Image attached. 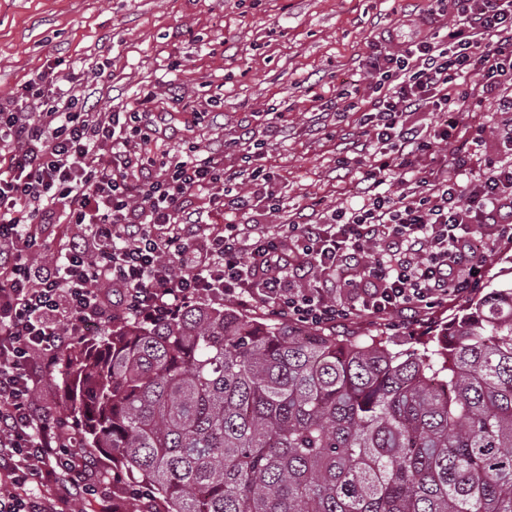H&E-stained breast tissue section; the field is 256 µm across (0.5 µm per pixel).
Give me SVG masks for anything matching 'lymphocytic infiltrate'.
<instances>
[{
    "mask_svg": "<svg viewBox=\"0 0 512 512\" xmlns=\"http://www.w3.org/2000/svg\"><path fill=\"white\" fill-rule=\"evenodd\" d=\"M408 27L410 38L384 36L371 65L381 97L349 106L382 146L370 184L324 224L245 233L241 219L272 196L266 173L253 170L252 189L234 194L223 154L152 148V94L101 116L79 111L62 82L38 112L37 82L0 98V512H75L77 497L99 493L77 433L34 405L41 373L90 327L116 315L155 323L227 297L315 327L401 318L482 279L485 221L495 245H512V218L494 219L512 202V160L434 156L486 100L512 128V0H431ZM424 112L444 120L417 125ZM394 172L415 177L412 192H384ZM39 224L79 234L40 264Z\"/></svg>",
    "mask_w": 512,
    "mask_h": 512,
    "instance_id": "f902f5d3",
    "label": "lymphocytic infiltrate"
}]
</instances>
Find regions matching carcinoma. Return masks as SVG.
Returning a JSON list of instances; mask_svg holds the SVG:
<instances>
[{"mask_svg": "<svg viewBox=\"0 0 512 512\" xmlns=\"http://www.w3.org/2000/svg\"><path fill=\"white\" fill-rule=\"evenodd\" d=\"M58 365L85 447L166 512H512V284L422 354L197 305Z\"/></svg>", "mask_w": 512, "mask_h": 512, "instance_id": "1", "label": "carcinoma"}]
</instances>
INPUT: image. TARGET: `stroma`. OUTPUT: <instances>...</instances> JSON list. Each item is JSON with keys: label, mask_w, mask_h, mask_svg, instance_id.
<instances>
[{"label": "stroma", "mask_w": 512, "mask_h": 512, "mask_svg": "<svg viewBox=\"0 0 512 512\" xmlns=\"http://www.w3.org/2000/svg\"><path fill=\"white\" fill-rule=\"evenodd\" d=\"M428 0H0V97L52 72L91 111L121 112L147 93L176 94L188 112L155 122L162 146L224 155L228 186L244 193L254 167L274 176L280 198L264 224L326 223L356 204L364 182L346 156L369 155L374 139L348 111L370 82L379 38L402 30ZM335 99V107L323 99ZM283 112L277 134L266 113ZM512 279V247L494 251L468 298L431 309L399 329L367 316L337 334L384 333L392 347L421 349L468 300Z\"/></svg>", "instance_id": "stroma-1"}]
</instances>
